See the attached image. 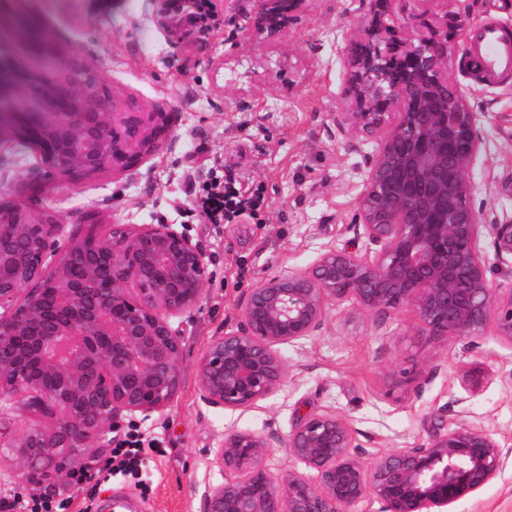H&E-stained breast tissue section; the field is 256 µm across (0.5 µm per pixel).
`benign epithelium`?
Masks as SVG:
<instances>
[{"instance_id":"1","label":"benign epithelium","mask_w":512,"mask_h":512,"mask_svg":"<svg viewBox=\"0 0 512 512\" xmlns=\"http://www.w3.org/2000/svg\"><path fill=\"white\" fill-rule=\"evenodd\" d=\"M412 1L419 25L394 17ZM304 0H252L244 23L228 20L224 41L279 38ZM467 0H361L362 29L339 48L345 109L336 126L375 154L357 199L354 237L305 269L259 280L237 329L214 336L196 362L200 399L246 410L280 390L288 367L280 348L317 335L329 307L408 314L434 340L466 345L493 327L512 344V288L488 276L479 248L493 238L512 255V224H486L472 202L470 172L484 141L479 113L448 80V43L465 35ZM112 94L85 78L73 50L32 37L0 59V146L26 140L46 180L73 184L139 163L167 124L135 135ZM28 182L0 194V417L23 406L50 418L18 432L0 426L16 452L14 485L34 494L40 478L73 484L91 475L92 448L136 415L174 401L185 338L170 319L200 303L206 255L172 224L95 225L64 236L25 199ZM364 246H358L360 239ZM57 257L49 269L47 256ZM79 264L76 274L73 265ZM315 472L311 480L264 459L273 443ZM358 432L333 411L313 412L285 436L229 429L212 464L224 481L204 492L205 512H450L502 472L508 453L481 426L461 421L422 443L363 457Z\"/></svg>"}]
</instances>
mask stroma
Instances as JSON below:
<instances>
[{"label":"stroma","instance_id":"35a3bbf8","mask_svg":"<svg viewBox=\"0 0 512 512\" xmlns=\"http://www.w3.org/2000/svg\"><path fill=\"white\" fill-rule=\"evenodd\" d=\"M74 48L107 84L115 109L145 122L163 112L171 132L134 168L108 170L38 196L65 234L115 224H177L204 250L208 281L199 308L174 318L186 340L183 380L165 411L136 426L147 444L138 472L120 473L111 452L94 465V482L41 484L39 497L59 512H99L111 499L134 512H204V492L222 480L209 464L225 430L288 434L313 411H333L356 429L365 456L426 439L422 423L444 406L447 426L481 425L512 450V344L486 331L474 345L443 344L418 333L407 315L363 317L331 307L323 329L281 349L287 384L258 407L228 410L202 402L196 361L211 337L236 328L239 308L260 278L308 267L352 238L354 204L375 142L348 145L336 128L345 68L338 48L362 24L359 0H306L281 46L254 38L233 49L224 29L178 39L157 22L155 0H16ZM234 69L223 68L225 56ZM448 52V77L482 116L485 149L471 179L474 202L489 223L512 220V72L485 79ZM262 198L261 222L241 216L207 224L189 213L192 192L212 166ZM432 376L422 391L413 378ZM451 512H512V458L479 494Z\"/></svg>","mask_w":512,"mask_h":512}]
</instances>
